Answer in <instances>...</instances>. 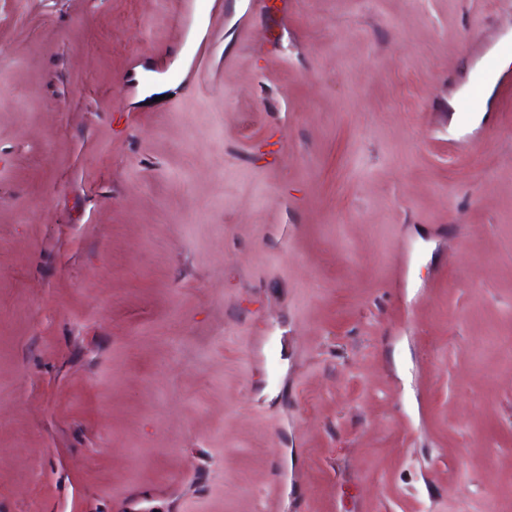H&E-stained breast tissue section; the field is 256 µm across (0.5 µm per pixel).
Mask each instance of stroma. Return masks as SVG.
Instances as JSON below:
<instances>
[{
    "instance_id": "35a3bbf8",
    "label": "stroma",
    "mask_w": 512,
    "mask_h": 512,
    "mask_svg": "<svg viewBox=\"0 0 512 512\" xmlns=\"http://www.w3.org/2000/svg\"><path fill=\"white\" fill-rule=\"evenodd\" d=\"M220 3L0 0V512H512V0Z\"/></svg>"
}]
</instances>
